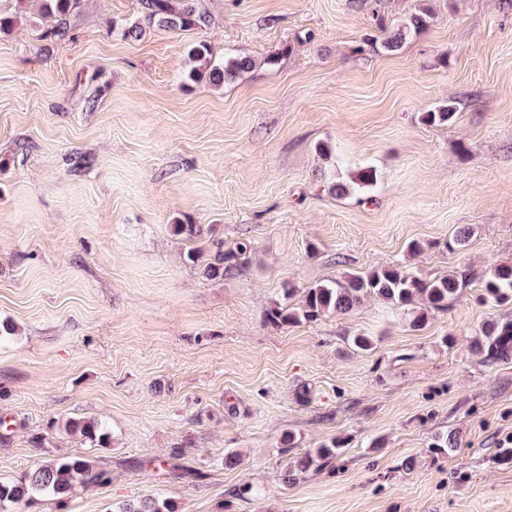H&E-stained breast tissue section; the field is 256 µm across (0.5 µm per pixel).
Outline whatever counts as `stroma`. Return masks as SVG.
Returning <instances> with one entry per match:
<instances>
[{"mask_svg": "<svg viewBox=\"0 0 512 512\" xmlns=\"http://www.w3.org/2000/svg\"><path fill=\"white\" fill-rule=\"evenodd\" d=\"M201 3L210 26L135 41L121 31L141 0H82L52 39L39 0H0L15 20L0 33V322L15 327L0 337V480L90 453L110 483L27 512L149 496L178 512H512V461L495 456L512 363L469 349L512 319L480 298L490 265L512 262V0H427L428 27L394 52L365 44L362 0ZM201 41L257 65L221 88L186 81ZM450 99L453 122L422 121ZM366 164L373 190L329 192ZM180 222L202 225L209 255L248 240L250 263L205 278ZM463 225L468 246L449 249ZM385 265L472 282L419 328L373 298L265 321L287 286ZM360 333L372 350L351 347ZM79 417L111 446L63 429ZM448 434L456 448L436 451ZM334 439L330 465L285 481ZM64 428L69 434L79 436L90 447L106 448L110 443L107 427L95 418H70L66 420Z\"/></svg>", "mask_w": 512, "mask_h": 512, "instance_id": "obj_1", "label": "stroma"}]
</instances>
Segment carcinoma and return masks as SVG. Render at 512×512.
<instances>
[{"instance_id": "carcinoma-1", "label": "carcinoma", "mask_w": 512, "mask_h": 512, "mask_svg": "<svg viewBox=\"0 0 512 512\" xmlns=\"http://www.w3.org/2000/svg\"><path fill=\"white\" fill-rule=\"evenodd\" d=\"M80 0H41L40 12L44 17L58 19V24L46 31L48 37L66 34L64 16L74 10ZM143 19L149 25L170 30L198 29L210 25L211 17L199 0H142ZM373 20L381 33L380 46L386 51L398 50L405 40L428 27L432 12L427 6L417 4L396 28H386L377 7L371 8ZM192 66L186 71L187 80L198 83L206 81L221 87L234 81L241 74L256 66L254 58L239 55L217 60L213 58L209 45L200 41L189 51ZM455 115V104L444 103L436 109L423 113V122L445 125ZM378 182L377 170L372 166H357L349 181H338L330 186V192L345 198L356 192L373 189ZM251 244L239 241L225 251L217 247L213 258L204 257V252L191 248L186 261L193 267H201L210 278L231 274L249 262ZM470 285L466 272L448 276L423 279L400 268H377L373 271L345 274L333 281L317 284L305 290L301 305L294 306L288 300L294 289H284V299L267 309L265 320L275 328H283L314 322L329 314H346L366 297L378 298L403 311L410 324L419 327L431 312L448 310V304ZM482 299L497 304H512V263L494 265L483 281ZM473 351L490 363L512 361V319L489 320L481 327L479 336L471 344ZM65 430L80 437L92 447L105 448L110 436L105 424L95 418H70ZM341 443L331 441L305 452L294 465L285 471V478L295 481L309 471H318L329 465L339 454ZM110 473L99 467L96 460L87 456L52 459L37 465L22 476L8 481L0 480V512H21L43 498L61 501L76 486L91 487L109 483ZM120 512H177L168 499L146 498L125 504Z\"/></svg>"}]
</instances>
